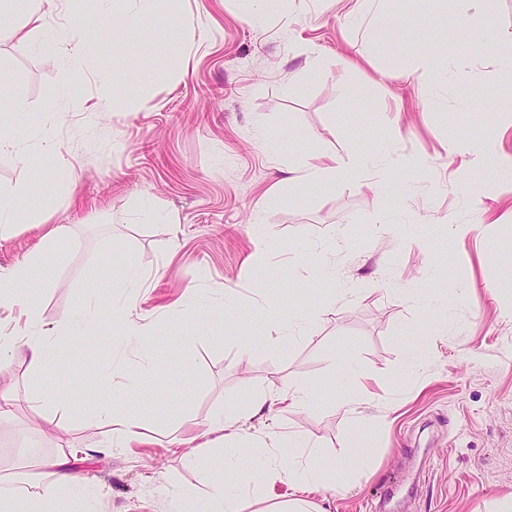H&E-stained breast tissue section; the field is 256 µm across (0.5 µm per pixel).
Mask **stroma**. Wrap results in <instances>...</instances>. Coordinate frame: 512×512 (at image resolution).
<instances>
[{
	"mask_svg": "<svg viewBox=\"0 0 512 512\" xmlns=\"http://www.w3.org/2000/svg\"><path fill=\"white\" fill-rule=\"evenodd\" d=\"M476 6L470 22L455 0H387L368 28L333 0H268L255 26L242 0H178L185 26H157L130 47L100 44L77 69L44 47L40 31L0 40V80L11 88L0 114L20 98L27 122L14 135L28 141L51 127L60 151L56 160L38 149L0 155L1 184L47 174L17 203L46 221L0 240V268L42 253L45 327L91 295L102 302L95 342L61 341L63 377L36 375L21 358L8 365L15 415L0 421V468L39 474L63 454L103 486L98 512H172L166 483L202 479L173 448L190 447L194 430L228 406L297 381L314 392L310 409L274 422L249 414L242 427L302 433L331 458L354 434L343 398L357 399L369 421L368 468L348 487L308 491L318 512H378L384 498L387 512H485L489 498L512 493V287L502 281L512 267V178H498L495 158L476 148L492 137L512 154V120L496 109L506 89L489 66L499 34L512 31V0ZM376 33L386 46L375 47ZM454 43L482 48L469 79L432 86L412 70V50L442 54ZM311 49L321 65L310 74ZM368 78L377 85L366 98ZM64 86L75 102L60 97ZM131 92L140 104L128 112L120 101ZM310 152L364 154L369 178L378 156L416 157L425 169L394 172L386 193L359 182L286 186L288 164ZM381 213L384 232L374 225ZM256 216L279 245L260 259ZM58 224L69 226L68 242L46 247ZM127 259L144 274L139 313L155 333L117 341L108 301L113 270ZM443 287L448 308L431 314L402 295ZM197 296L214 305L213 335L186 345L183 324L167 314ZM274 307L312 312L310 332L268 340L260 325ZM141 342L165 398L145 412L141 444L108 453L109 426L71 407ZM415 349L424 363L413 370L406 354ZM344 353L351 380L329 367ZM38 390L62 405L54 425L32 433Z\"/></svg>",
	"mask_w": 512,
	"mask_h": 512,
	"instance_id": "1",
	"label": "stroma"
}]
</instances>
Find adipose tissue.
<instances>
[{
  "label": "adipose tissue",
  "instance_id": "1",
  "mask_svg": "<svg viewBox=\"0 0 512 512\" xmlns=\"http://www.w3.org/2000/svg\"><path fill=\"white\" fill-rule=\"evenodd\" d=\"M124 7L112 22L98 28L75 25L59 32L51 29V11L45 0H28L23 25L0 28V35L21 37L24 26L47 30L49 41L65 40L71 64H80L90 48L107 41H121L129 33L146 32L161 24L176 23L177 18L161 8V0H123ZM364 162L358 157L345 160L313 155L289 168V180L294 184L343 183L361 179ZM39 259L31 257L8 269L0 270V312L15 313L23 319L17 328L0 321V418L12 416L13 386L5 378V368L14 359L25 358L38 374L57 371L59 351L57 337L80 334L91 339L98 326L94 304L77 307L57 326L54 336H47L38 312V297L44 284L38 276ZM100 382L112 395L128 400L119 408L93 400L81 402L78 412H92L96 418L112 427L110 450H123L140 437L142 416L137 407L142 400H159L160 395L136 383L115 382L113 373L104 372ZM314 396L306 384L295 382L276 395L256 396L250 410L276 417L284 408H306ZM242 410L231 408L214 417L198 433L199 445L185 454L188 464H195L205 452H217L224 457L225 469L241 472L239 483L230 485L223 477L205 475L201 486L174 488L176 512H241L242 502L259 496L269 484L284 482L300 492L289 500L282 512H309L302 493L313 487L334 489L345 484L351 473L365 469V457L330 458L317 462L318 450L303 435L295 433L269 444L246 432L239 424ZM60 460L49 461V483L40 477L0 474V512H21L22 503H30L33 512H92L100 488L88 477L66 473Z\"/></svg>",
  "mask_w": 512,
  "mask_h": 512
}]
</instances>
